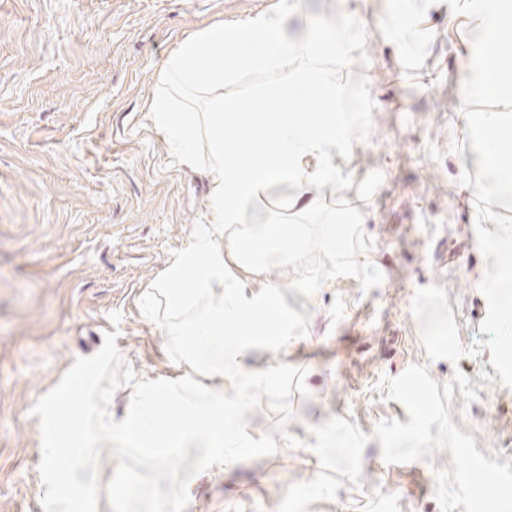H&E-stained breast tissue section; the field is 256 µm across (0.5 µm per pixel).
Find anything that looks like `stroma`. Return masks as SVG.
<instances>
[{"mask_svg":"<svg viewBox=\"0 0 512 512\" xmlns=\"http://www.w3.org/2000/svg\"><path fill=\"white\" fill-rule=\"evenodd\" d=\"M281 2L0 0V512H44L32 410L107 333L117 332L136 379H194L183 345L164 332V301L147 312L144 294L208 223V178L173 156L148 104L184 39ZM290 2L295 33L346 39L336 82L357 119L318 198L360 225L363 245L345 270L309 249L288 279L270 271L297 336L254 360L303 369L306 392L292 394L288 418L265 405L248 413V433L280 428L300 444L197 473L185 512H277L291 484L321 472L312 430L337 417L370 437L361 478L306 512H442L436 471L450 467V452H434L430 466L390 464L373 434L409 421L382 378L418 364L443 385L460 371L477 396L452 399L453 424L486 458L512 460V387L480 345L487 261L472 239L475 195L459 181L477 171L461 104L478 22L438 0L421 22L434 35L428 56L410 76L381 32L386 0ZM293 75L290 65L245 70L224 97L245 110ZM430 284L447 292L466 349L458 362L429 361L422 346L412 301Z\"/></svg>","mask_w":512,"mask_h":512,"instance_id":"1","label":"stroma"}]
</instances>
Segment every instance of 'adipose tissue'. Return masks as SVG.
<instances>
[{
  "mask_svg": "<svg viewBox=\"0 0 512 512\" xmlns=\"http://www.w3.org/2000/svg\"><path fill=\"white\" fill-rule=\"evenodd\" d=\"M291 57L296 60L294 78L271 92L275 113L248 110L229 119L225 113L231 105L220 97L199 116L185 112L189 97L223 87L238 69L275 71ZM163 85V92L149 102L151 121L180 164L206 173L211 208L209 222L193 231L186 248L152 286L153 292L164 295L170 312L165 333L178 340L191 337V357L201 376L229 379L243 387L258 381L277 386L280 369L258 371L250 364L255 337L266 336L284 346L294 339L278 291L261 279L266 267L308 246L324 252L332 267H340L362 238L360 230L345 231L332 215L311 237L300 228L272 223L261 208L273 187L284 186L291 209L313 210L317 188L332 170L331 159L348 121L336 70L321 40L298 44L288 32L283 11L277 10L212 26L186 39L166 58ZM306 99L315 100L314 115L296 111V104ZM231 123L250 128L247 143L229 135ZM201 140L207 143L203 153L196 148ZM306 157L321 160L315 174L301 170ZM229 262L237 274L226 273ZM166 393L183 405L182 420L165 434L154 435L159 415L152 406L156 391L149 388L142 410L113 427L115 439L123 445L150 442L157 448L193 451L213 466L242 456L247 446L243 418L225 406L223 391L191 387L178 379Z\"/></svg>",
  "mask_w": 512,
  "mask_h": 512,
  "instance_id": "obj_1",
  "label": "adipose tissue"
}]
</instances>
